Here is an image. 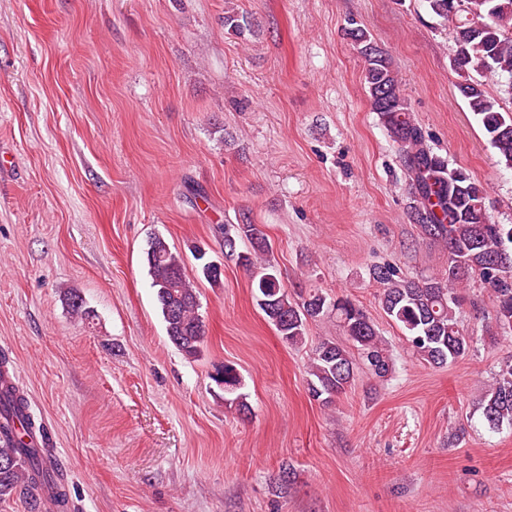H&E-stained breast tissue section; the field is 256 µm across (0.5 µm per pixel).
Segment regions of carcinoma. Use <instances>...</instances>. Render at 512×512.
Instances as JSON below:
<instances>
[{
    "instance_id": "1",
    "label": "carcinoma",
    "mask_w": 512,
    "mask_h": 512,
    "mask_svg": "<svg viewBox=\"0 0 512 512\" xmlns=\"http://www.w3.org/2000/svg\"><path fill=\"white\" fill-rule=\"evenodd\" d=\"M432 12L453 23L457 51L455 70L464 75L459 92L477 116L484 134L497 150L498 163L512 169V113L501 112L486 95L482 77L507 74L512 78V0H427ZM224 26L243 37L251 22L234 12L224 14ZM350 38L365 60L364 81L371 104L396 145L414 186L410 218L421 234L448 248V269L438 276L407 278L390 265H374L369 277L379 285L380 305L386 316L405 333L414 352L428 364L443 368L470 352L471 337L461 328L456 312L462 299L457 285L479 280L494 293L497 308L493 336L512 333V225L492 221L485 205L483 185L468 171L455 169L433 152L422 128L409 113L400 82L386 53L373 44L366 31L352 28ZM246 241L251 249L236 253L237 262L255 273L257 303L267 320L290 345L305 342L309 322L336 315V321L359 351L370 375L386 378L393 362L377 329L349 297L328 299L318 291L294 299L288 295L268 258L270 244L259 224L224 225V239ZM203 277L216 284L221 272L204 254ZM144 260L151 287L165 323L169 341L186 357L199 356L205 328L197 291L184 273L183 256L161 236L147 242ZM309 395L325 404L335 402L355 380V364L346 347L323 339L312 348L308 370ZM213 380L232 394L241 385L236 369L215 368ZM489 428L512 425V363L500 367L479 399ZM11 413L19 428L0 424V499L19 489L34 498H46L55 512H70L63 477L46 465L50 449L35 448L25 439L35 436L36 422L18 387L0 390V417Z\"/></svg>"
}]
</instances>
